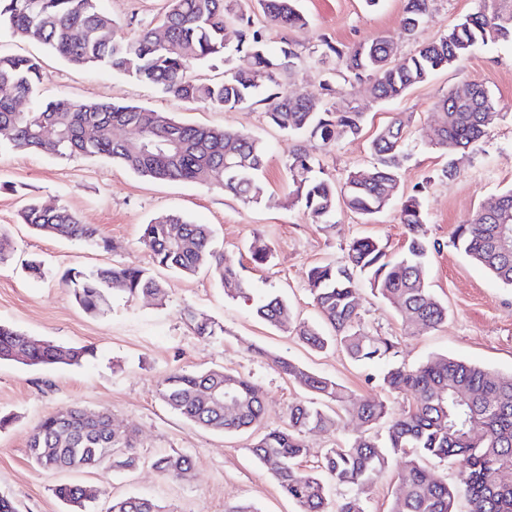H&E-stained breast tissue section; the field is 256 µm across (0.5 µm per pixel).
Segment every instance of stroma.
Listing matches in <instances>:
<instances>
[{
  "label": "stroma",
  "mask_w": 512,
  "mask_h": 512,
  "mask_svg": "<svg viewBox=\"0 0 512 512\" xmlns=\"http://www.w3.org/2000/svg\"><path fill=\"white\" fill-rule=\"evenodd\" d=\"M404 5L405 0H379L374 8L365 0H300L308 18L305 28L266 32L271 53H279L289 42L303 47L304 63L285 80L288 92L318 94L325 71L335 68V60L324 61L316 54L320 39L352 45L383 36L395 43L402 57L446 32L475 8L476 0H437L432 22L412 37L401 28ZM99 6L116 20V38L129 40L155 21L165 0H99ZM0 53L41 60L46 78L40 98L142 105L196 124L248 131L268 150L261 173L266 196L258 205L243 204L218 187L148 181L102 158L0 153V234L12 246L10 261L0 266V322L32 336L95 350L92 358L73 366L0 363V411L14 416L0 430V495L10 498L17 512H66L53 490L62 483H78L100 489L93 512H108L113 498L122 496L154 499L164 512H226L236 503L251 504L258 512H297L251 453L258 434L285 426L290 408L308 397L273 364V357L329 377L353 397L383 402L392 418L413 403L414 394L388 391L380 381L381 366L354 362L336 347L311 349L295 328L284 331L259 320L249 299L226 298L207 272L185 276L153 265L140 241L141 226L165 213L210 225L219 252L226 263L239 267L251 296L276 293L292 308L296 325L316 324L320 316L309 291L308 269L344 261L349 245L360 236L380 240L388 254L402 251L408 232L399 222L398 204L368 222L340 210L332 226L313 223L302 207L288 203L289 154L304 141L271 125L263 108L227 112L190 104L105 68L71 66L39 42L6 34L0 36ZM472 81L491 90L498 114L480 146L457 155L459 173L449 179L442 174L447 157L429 144L439 121L436 102ZM328 102L364 114L357 137L311 149L326 177L339 184L352 167L368 165L369 142L379 128L397 114L409 117L411 151L401 172L400 193L420 192L426 235L441 244L430 257L428 283L448 308L447 322L434 329L409 326L395 308L364 290L360 313L365 332L394 341L392 361L408 367L445 354L511 374L512 288L473 264L457 247L455 232L481 205L512 186V44L475 48L395 101L373 99L366 84L342 82ZM33 198L70 208L81 223L92 225L107 240V247L36 233L20 217ZM257 237L271 248L269 261L262 265L250 260L249 246ZM34 259L44 267L37 280L25 271ZM105 265L149 268L167 285L165 301L114 294L99 314L84 312L62 277L72 269ZM190 309L222 325L223 335L209 340L196 336L185 316ZM216 367L249 378L262 391L266 412L256 428L233 435L215 433L173 412L160 399L158 385L169 373ZM73 405L109 410L119 430L135 432V466L116 467L107 460L88 472L36 467L28 450L31 431L44 416ZM364 432L359 421L340 413L336 430L306 434L302 469L316 468L327 449ZM165 453L193 457L194 477L186 483L162 478L152 460ZM404 474L400 458L393 457L378 479L357 488L366 512H387Z\"/></svg>",
  "instance_id": "1"
}]
</instances>
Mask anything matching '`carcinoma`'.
Wrapping results in <instances>:
<instances>
[{
	"instance_id": "obj_1",
	"label": "carcinoma",
	"mask_w": 512,
	"mask_h": 512,
	"mask_svg": "<svg viewBox=\"0 0 512 512\" xmlns=\"http://www.w3.org/2000/svg\"><path fill=\"white\" fill-rule=\"evenodd\" d=\"M266 22L273 27L299 29L307 18L298 0H256ZM478 0V8L435 40L392 64L397 47L378 37L350 46L326 38L318 45L319 56L336 59L335 72L319 83L321 94L330 95L333 83L367 84L377 100L402 97L414 86L427 82L466 55V48L488 43H512V11L501 12ZM435 0H405L401 26L415 35L432 20ZM115 21L98 8V0H0V33L33 38L76 67H106L135 77L190 103H201L228 112L256 103L264 105L268 121L280 130L309 142L336 143L361 131L363 113L350 109L316 108L311 96L288 94L283 76L292 72L301 57L290 44L278 55L267 50L264 36L241 0H166L164 14L155 27H145L127 41L117 40ZM219 62L224 79L203 82L192 75L200 65ZM46 74L35 58L0 56V152L30 150L58 157L104 156L136 175L153 181H187L201 186L218 185L246 205L265 198L258 178L266 159L264 143L247 131L189 124L162 112L115 101H75L60 97L37 98ZM23 100L34 102L20 111ZM439 127L435 147L453 155L478 146L497 101L479 82L466 84V93L451 91L436 104ZM50 127L54 140L43 130ZM117 128L130 129L133 138L119 141ZM373 162L351 170L341 187L324 177L319 162L305 148L290 153L288 177L291 205L304 207L316 224H329L338 206L368 220L394 198L401 171L409 157L406 122L396 117L369 143ZM23 222L50 237L105 243L97 231L79 221L65 206H46L33 199L22 212ZM399 220L409 237L394 257L373 237L355 239L341 264L311 267L307 281L313 302L332 333L316 326L299 328L300 339L315 350L331 344L355 362L367 364L386 357L394 342L368 335L361 325L359 288L397 308L410 325L434 328L448 321V308L427 284V265L439 243L424 231L425 215L417 194L400 202ZM512 230V188L476 211L456 231L468 259L485 269L497 282L512 288V233L503 244L502 224ZM141 241L153 263L181 275L205 269L219 281L226 296L250 299L239 270L223 262L212 247V231L206 224L166 214L142 225ZM75 302L89 314L100 313L111 293L131 298L146 297L162 303L165 283L134 266H102L71 271L65 276ZM258 318L286 328L292 319L290 305L275 294L254 304ZM195 333L210 338L224 327L202 313H188ZM93 356L87 346H64L29 336L12 325L0 323V361L28 366L79 364ZM273 363L305 391L343 407L366 426L382 421L384 404L364 398L349 399L336 381L310 372L291 361L275 357ZM391 391H412L415 403L390 420L384 443L370 434L346 447L330 448L321 472L303 470L299 461L307 453L303 437L336 428V416L312 402L291 407L287 426L264 433L252 447L259 463L276 479L298 512H329L331 486L360 487L373 483L392 456L406 469L403 486L388 512H454L462 495L468 512H512V374L482 365L436 355L417 367L391 364L381 374ZM230 388L237 399L234 408L208 399L211 391ZM165 404L184 418L214 432L235 433L256 426L264 416V399L247 378L222 368L175 371L159 384ZM33 462L44 470L91 469L112 457L131 467L136 457L133 434L112 427V415L77 406L45 416L28 441ZM461 459L459 482L450 485L432 478L429 459ZM153 468L174 482L190 480L192 459L187 455L155 457ZM55 495L68 512H87L99 490L82 485H59ZM109 512H162L154 500L128 496L112 501Z\"/></svg>"
}]
</instances>
